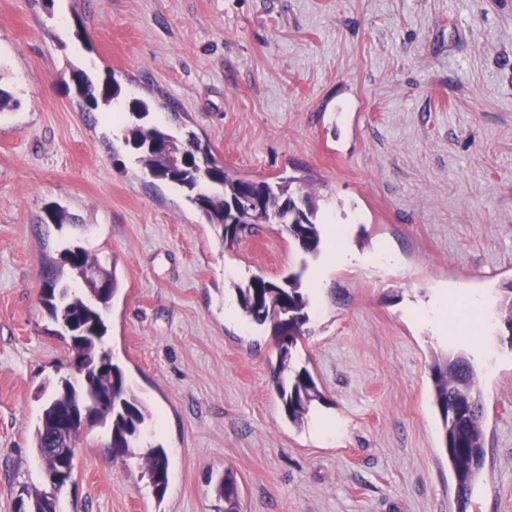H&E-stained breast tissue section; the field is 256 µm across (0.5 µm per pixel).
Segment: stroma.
<instances>
[{"instance_id":"35a3bbf8","label":"stroma","mask_w":512,"mask_h":512,"mask_svg":"<svg viewBox=\"0 0 512 512\" xmlns=\"http://www.w3.org/2000/svg\"><path fill=\"white\" fill-rule=\"evenodd\" d=\"M99 64L114 104L152 98L245 178L313 186L320 217H356L349 247L389 270L334 272L296 347L324 399L294 426L271 382L276 341L224 313L233 280L280 281L303 254L282 225L222 241L183 193L144 178L108 109L81 111L72 70ZM0 512L44 483L40 386L72 358L41 304L46 253L80 245L115 268L107 345L153 422L156 498L110 432L82 440L60 512H512V334L478 369L485 459L460 502L434 404L437 357L464 347L405 315L436 284L512 282V0H0ZM61 205L73 224L56 230ZM236 278L226 277L225 267ZM335 426L318 432V422ZM238 480L232 470H224V475L219 479L215 491L220 499H224V512H240L239 496L236 492Z\"/></svg>"}]
</instances>
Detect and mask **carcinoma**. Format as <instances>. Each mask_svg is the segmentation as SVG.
<instances>
[{"label": "carcinoma", "mask_w": 512, "mask_h": 512, "mask_svg": "<svg viewBox=\"0 0 512 512\" xmlns=\"http://www.w3.org/2000/svg\"><path fill=\"white\" fill-rule=\"evenodd\" d=\"M72 81L83 111L108 106L120 93V87L111 78L97 89L84 73L75 70ZM152 110V101L133 99L129 105L131 124L124 135L125 142L138 151L144 174L185 191L200 217L221 229L224 238L229 236L238 241L253 234L259 224H282L288 237L304 253H319L323 236L317 220L319 206L310 195L292 187V178L270 182L233 176L194 132L186 131L175 137L145 122ZM65 266L84 280L83 294L72 295L68 287L60 285V272ZM116 290L115 273L80 246L62 249L59 260L48 263L44 269L42 303L68 334L82 371L74 382L60 378L59 386L46 400L33 436V448L53 493L33 494L22 488L16 512H59L55 492L73 477L74 457L51 454L48 449L76 448L80 437L96 427L110 429L112 455L143 460L141 478L157 498H163L167 491L169 463L164 447L139 446L142 429L152 415L146 404L127 388L123 370L103 348L107 327L100 307L109 304ZM234 291L242 315L268 326L272 336L279 339L272 375L274 389L288 420L302 424L312 403L322 400L323 394L308 368L291 365L292 350L309 334L305 326L310 321V300L300 275L290 274L280 282L252 276L235 284ZM433 382L448 463L458 492L465 500L485 455L483 406L476 372L465 356L457 354L433 368ZM108 390L114 392L112 404L97 408ZM88 410L89 418L73 432H59L57 417L79 416ZM237 486L233 471L224 470L215 487L218 497L224 500V512H240Z\"/></svg>", "instance_id": "1"}]
</instances>
